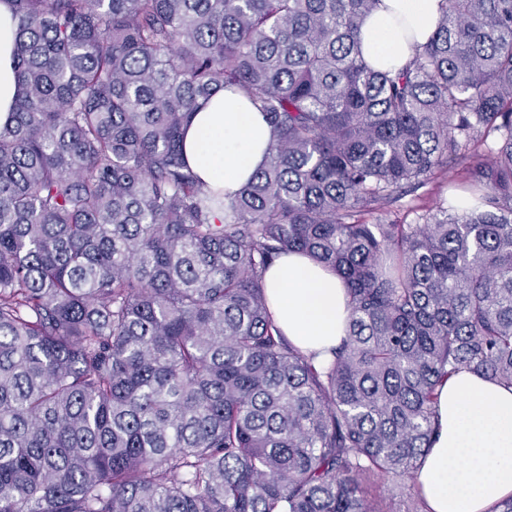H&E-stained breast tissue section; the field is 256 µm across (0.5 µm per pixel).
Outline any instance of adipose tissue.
<instances>
[{
    "label": "adipose tissue",
    "instance_id": "obj_1",
    "mask_svg": "<svg viewBox=\"0 0 512 512\" xmlns=\"http://www.w3.org/2000/svg\"><path fill=\"white\" fill-rule=\"evenodd\" d=\"M440 0H381L362 38L371 62L399 67L409 43L389 28L395 13L409 16L418 42L434 30ZM15 24L9 0H0V123L20 91ZM272 130L250 102L232 91L200 101L184 136L187 160L205 183L234 192L265 162ZM276 325L304 352L326 351L345 334V292L332 271L300 254L277 260L264 276ZM438 428L414 476L427 512H492L512 497V388L461 371L441 389Z\"/></svg>",
    "mask_w": 512,
    "mask_h": 512
}]
</instances>
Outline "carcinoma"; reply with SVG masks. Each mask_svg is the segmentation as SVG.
Returning a JSON list of instances; mask_svg holds the SVG:
<instances>
[{
  "mask_svg": "<svg viewBox=\"0 0 512 512\" xmlns=\"http://www.w3.org/2000/svg\"><path fill=\"white\" fill-rule=\"evenodd\" d=\"M379 2L11 0L0 512H384L448 380L512 387V0H441L397 69ZM224 89L273 133L232 194L183 151ZM458 166L472 207L381 218ZM293 252L346 288L324 365L268 307ZM440 0H381L366 20L362 38L371 62L399 68L411 57L410 43L397 41L389 28L391 16L403 12L410 17L416 40L424 43L434 30Z\"/></svg>",
  "mask_w": 512,
  "mask_h": 512,
  "instance_id": "cac0c4a2",
  "label": "carcinoma"
}]
</instances>
